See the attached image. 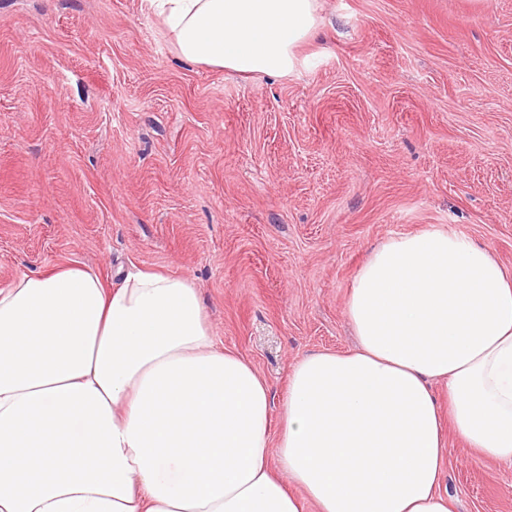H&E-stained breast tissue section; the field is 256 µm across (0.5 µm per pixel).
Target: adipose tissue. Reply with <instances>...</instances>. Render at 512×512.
<instances>
[{"label":"adipose tissue","mask_w":512,"mask_h":512,"mask_svg":"<svg viewBox=\"0 0 512 512\" xmlns=\"http://www.w3.org/2000/svg\"><path fill=\"white\" fill-rule=\"evenodd\" d=\"M150 2L181 59L229 73L290 74L318 28L316 0ZM346 316L355 347L294 363L275 437L268 383L217 349L191 279L18 277L0 288V512H453L446 421L512 462V271L455 232L395 234Z\"/></svg>","instance_id":"ef3b65f1"}]
</instances>
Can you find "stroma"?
Listing matches in <instances>:
<instances>
[{"instance_id":"stroma-1","label":"stroma","mask_w":512,"mask_h":512,"mask_svg":"<svg viewBox=\"0 0 512 512\" xmlns=\"http://www.w3.org/2000/svg\"><path fill=\"white\" fill-rule=\"evenodd\" d=\"M284 77L186 63L148 0H0V288L66 266L190 278L273 394L347 350L369 248L438 226L512 268V0H319ZM455 512H512V463L454 425Z\"/></svg>"}]
</instances>
